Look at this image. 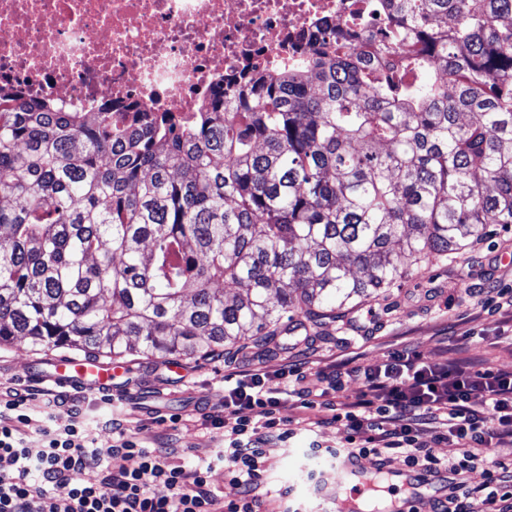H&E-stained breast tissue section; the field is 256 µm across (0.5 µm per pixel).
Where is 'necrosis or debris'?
<instances>
[{
  "mask_svg": "<svg viewBox=\"0 0 512 512\" xmlns=\"http://www.w3.org/2000/svg\"><path fill=\"white\" fill-rule=\"evenodd\" d=\"M363 0H0V87L61 110L191 112L246 66L298 61L315 29L361 18Z\"/></svg>",
  "mask_w": 512,
  "mask_h": 512,
  "instance_id": "1",
  "label": "necrosis or debris"
}]
</instances>
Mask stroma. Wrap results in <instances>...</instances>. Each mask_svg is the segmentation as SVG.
<instances>
[{"label":"stroma","mask_w":512,"mask_h":512,"mask_svg":"<svg viewBox=\"0 0 512 512\" xmlns=\"http://www.w3.org/2000/svg\"><path fill=\"white\" fill-rule=\"evenodd\" d=\"M512 290V232L473 244L455 258L423 265L403 288L370 299L354 315L352 325H325L320 334L283 336L272 352L256 349L252 340L225 348L221 355L181 360L180 371L167 363L128 358V372L115 380L116 391H128L138 408L128 414L130 432L141 445L171 448L177 462L190 466L220 444L214 430L199 421L200 413L220 408V382L231 368L264 367L276 374L288 363L304 362L309 373L342 372V394L355 400L362 389L354 371L374 365L396 350L414 348L428 363H468L477 369L512 371V310L498 308L500 293ZM59 350H33L23 341L0 347V387L26 389L44 380ZM177 422H170V415ZM347 430L331 424L313 437L299 434L287 447L272 448L264 474L266 512H328L330 505L316 496L311 475L336 479L335 467L309 455L307 445H342ZM292 494L281 499L279 490Z\"/></svg>","instance_id":"obj_1"}]
</instances>
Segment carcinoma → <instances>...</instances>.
Listing matches in <instances>:
<instances>
[{
  "instance_id": "obj_1",
  "label": "carcinoma",
  "mask_w": 512,
  "mask_h": 512,
  "mask_svg": "<svg viewBox=\"0 0 512 512\" xmlns=\"http://www.w3.org/2000/svg\"><path fill=\"white\" fill-rule=\"evenodd\" d=\"M392 2L189 115L0 90V346L166 362L316 334L512 231V0Z\"/></svg>"
}]
</instances>
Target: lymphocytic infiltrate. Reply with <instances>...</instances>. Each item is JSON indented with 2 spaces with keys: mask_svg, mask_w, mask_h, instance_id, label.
Wrapping results in <instances>:
<instances>
[{
  "mask_svg": "<svg viewBox=\"0 0 512 512\" xmlns=\"http://www.w3.org/2000/svg\"><path fill=\"white\" fill-rule=\"evenodd\" d=\"M363 392L352 402L335 400L340 373L327 377L330 422L350 434L341 456H392L405 466L458 473L481 462L487 480L480 491L489 512H512V462L491 457L492 443L512 441V373L428 364L399 350L379 365L358 370ZM303 364L277 377L245 369L224 376V404L202 416L223 431L225 447L192 466L171 462L167 448L141 446L121 419L106 421L111 440L89 426L77 399L51 387L6 391L0 397V512H263L259 492L267 447L292 435L279 416L290 396L311 390ZM435 424V442L459 448L444 461L419 440L421 426ZM227 482L212 489L215 472ZM67 486L65 496L55 486ZM476 491L459 486L442 512H474Z\"/></svg>",
  "mask_w": 512,
  "mask_h": 512,
  "instance_id": "obj_1",
  "label": "lymphocytic infiltrate"
}]
</instances>
